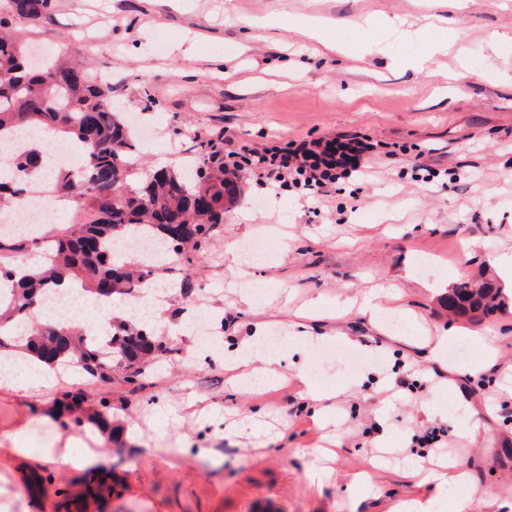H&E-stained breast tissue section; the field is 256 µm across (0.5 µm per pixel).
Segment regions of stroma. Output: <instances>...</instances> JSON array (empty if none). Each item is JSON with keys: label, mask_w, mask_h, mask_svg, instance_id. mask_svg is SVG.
<instances>
[{"label": "stroma", "mask_w": 512, "mask_h": 512, "mask_svg": "<svg viewBox=\"0 0 512 512\" xmlns=\"http://www.w3.org/2000/svg\"><path fill=\"white\" fill-rule=\"evenodd\" d=\"M228 7L267 24L237 26ZM307 17L334 26L335 50L297 28ZM431 17L447 49L418 36ZM25 40L109 74L137 137L160 131L144 147L151 170L182 167L219 135L260 150L360 132L378 147L363 185L337 184L317 205L294 189L271 197L245 175L193 266L190 297L166 299L156 326L176 353L147 369L144 390L118 375H62L24 398L0 393V512H397L429 499L454 512L465 487L410 476L422 464L417 437L433 427L447 441L437 459L458 455L482 491L471 512H512V305L470 323L443 304L458 267L479 280L494 274L492 256L512 252V0H469L461 12L450 0H54ZM371 40L384 51L366 52ZM263 234L277 241L268 262H232ZM252 283L265 286L264 304L249 301ZM373 288L402 291L374 321L359 307ZM191 298L223 322L225 349L259 330L285 337L279 379L246 386V367L225 371L210 344L183 336ZM451 327L496 338L492 377L426 361L428 341ZM75 384L88 407L109 401L127 449L27 426ZM15 445L39 458L98 448L116 493L91 497L77 470L48 464L32 498Z\"/></svg>", "instance_id": "stroma-1"}]
</instances>
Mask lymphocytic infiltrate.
<instances>
[{"mask_svg": "<svg viewBox=\"0 0 512 512\" xmlns=\"http://www.w3.org/2000/svg\"><path fill=\"white\" fill-rule=\"evenodd\" d=\"M374 149L371 139L359 133L292 139L285 146L261 151L228 141L224 144V169L231 175L252 173L275 191L294 184L302 188L305 197L317 200L339 181L363 177Z\"/></svg>", "mask_w": 512, "mask_h": 512, "instance_id": "f902f5d3", "label": "lymphocytic infiltrate"}]
</instances>
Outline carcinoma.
I'll list each match as a JSON object with an SVG mask.
<instances>
[{"instance_id":"obj_1","label":"carcinoma","mask_w":512,"mask_h":512,"mask_svg":"<svg viewBox=\"0 0 512 512\" xmlns=\"http://www.w3.org/2000/svg\"><path fill=\"white\" fill-rule=\"evenodd\" d=\"M52 0H0V140L19 129L63 135L82 145L84 155L78 173L59 170L54 176L55 194L78 197L94 210V218L68 224L52 241L45 263L35 271L17 276V258L35 242L33 238L0 234V284L9 286L11 298L0 300V357L30 364L29 353L54 368L71 363L101 383L112 381V371H125V382L139 384L146 367L169 358L174 348L156 328L135 319L110 316L112 335L94 342L88 330L62 320L40 322L35 309L62 278L80 285L81 291L99 296L110 288L108 301L122 303L131 291L145 287L155 271L128 260L116 262L111 241L131 240L147 232L164 240L177 256L203 257L199 240L212 241L224 224V195L236 188L224 179V146L209 140L200 145L193 165L186 170H157L141 174L126 168V158L138 152L128 123L112 109L111 79L83 60L60 54L47 62H28L22 34L51 18ZM44 155L23 146L14 157L3 160L13 174L0 173V203L18 205L27 185L40 173ZM178 224L183 241L170 238L171 222ZM448 310L478 323L499 311L504 289L491 280H463L448 290ZM84 406L76 393L63 391L54 400L61 424L98 426L119 448L123 428L112 423V414Z\"/></svg>"}]
</instances>
